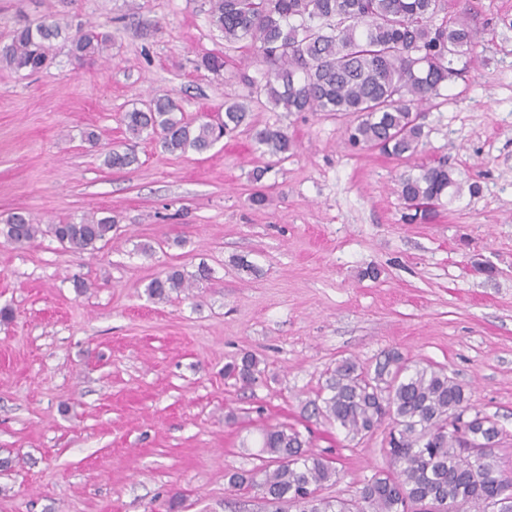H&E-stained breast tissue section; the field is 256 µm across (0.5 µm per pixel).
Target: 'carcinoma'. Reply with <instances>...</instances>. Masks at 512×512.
Returning a JSON list of instances; mask_svg holds the SVG:
<instances>
[{"mask_svg": "<svg viewBox=\"0 0 512 512\" xmlns=\"http://www.w3.org/2000/svg\"><path fill=\"white\" fill-rule=\"evenodd\" d=\"M212 25L224 45H239L261 67V79L243 77L250 92L226 99L224 116L194 125L168 94L143 109L124 113L135 138L157 139L161 148L184 155L202 153L232 135L250 117V102H265L288 114L354 116L348 143L397 159L417 156L426 137L425 112L444 97L448 85L477 62L479 31L467 8L448 11V0H206ZM54 20L27 21L0 43V60L16 72L38 73L53 63L56 41L69 44L77 60L112 46L111 35L76 29ZM262 154L285 158L294 147L287 130L266 125L254 130ZM137 163L131 151L111 149L103 165L123 170ZM462 191L443 159L421 162L398 182L409 223H428L443 199ZM110 216L86 214L47 229L21 212L0 225V237L23 244L47 232L63 247L93 252L112 240ZM202 264L185 275L172 270L147 285L149 297L164 300L206 280ZM224 374L244 386L260 374L259 360L245 352L225 365ZM310 416L322 418L355 440L383 427L392 468L374 474L349 500L321 494L336 481L331 457L310 448L296 428L275 426L261 433V464L227 474L229 488L253 495L274 512H415L425 501L431 512H512V470L496 452L498 422L470 410L465 386L431 364H409L396 350L384 352L374 372L351 359L328 373Z\"/></svg>", "mask_w": 512, "mask_h": 512, "instance_id": "cac0c4a2", "label": "carcinoma"}]
</instances>
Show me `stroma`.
<instances>
[{"mask_svg":"<svg viewBox=\"0 0 512 512\" xmlns=\"http://www.w3.org/2000/svg\"><path fill=\"white\" fill-rule=\"evenodd\" d=\"M484 29L478 61L429 110L420 160L444 158L478 182L408 224L396 185L410 161L352 149L342 121L255 108L297 147L268 165L247 128L203 153L130 138L123 113L168 94L187 119L246 95V49H228L206 0H0V41L19 16L65 14L112 36L75 60L66 44L35 74L0 62V220L115 217L103 249L76 254L51 235L0 239V512H264L227 489L259 463L262 429L292 425L339 472L349 499L388 469L385 429L348 440L305 419L328 369L374 368L384 351L443 367L503 429L512 467V0H470ZM223 55L220 73L200 68ZM95 131L96 144L83 138ZM137 164L104 166L106 151ZM268 200L250 203L253 173ZM209 279L158 301L146 286L171 269ZM86 281L77 291L75 278ZM253 353L244 387L224 366Z\"/></svg>","mask_w":512,"mask_h":512,"instance_id":"obj_1","label":"stroma"}]
</instances>
